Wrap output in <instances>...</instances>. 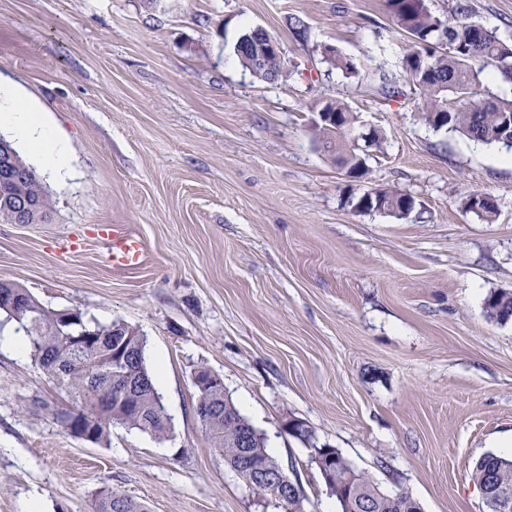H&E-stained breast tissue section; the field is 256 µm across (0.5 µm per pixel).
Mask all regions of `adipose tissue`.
Returning <instances> with one entry per match:
<instances>
[{
    "label": "adipose tissue",
    "mask_w": 512,
    "mask_h": 512,
    "mask_svg": "<svg viewBox=\"0 0 512 512\" xmlns=\"http://www.w3.org/2000/svg\"><path fill=\"white\" fill-rule=\"evenodd\" d=\"M9 127L24 149L54 175L65 174L68 148L46 121L43 112L26 102L16 88L0 82V127Z\"/></svg>",
    "instance_id": "obj_1"
}]
</instances>
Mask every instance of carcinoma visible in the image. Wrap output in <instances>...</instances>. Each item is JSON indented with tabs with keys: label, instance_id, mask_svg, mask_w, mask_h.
I'll return each mask as SVG.
<instances>
[{
	"label": "carcinoma",
	"instance_id": "carcinoma-1",
	"mask_svg": "<svg viewBox=\"0 0 512 512\" xmlns=\"http://www.w3.org/2000/svg\"><path fill=\"white\" fill-rule=\"evenodd\" d=\"M393 24L406 34L409 49L402 58L401 67L410 83L423 99V118L436 129L447 128L470 140L512 148V98L490 95L484 101L473 100L474 90L481 85V75L488 67L495 69L503 80L512 82V38L497 30L488 29L472 20L470 0H456L448 16L432 11L428 0H386ZM259 35L249 38L247 50L237 54L243 67L256 77L284 84L290 73L282 64L272 72L255 65L252 49ZM323 57L335 68L351 76L358 74L354 61L332 46L323 47ZM381 91L392 97L399 93L395 77L379 67L368 72ZM319 112H329L336 120L328 122L319 117L312 126L313 140L325 152L334 155L337 164L347 169L352 178L367 173L365 158L356 153L354 135L357 116L349 105L338 99L322 104ZM11 150L15 161L16 179L0 186L4 200L0 202V223H12L5 204L12 197L26 196L38 203L35 222L48 217L49 202L35 171L18 152ZM372 204L358 197L355 209L374 210L398 218H406L417 208L415 198L388 188H373ZM464 208L480 220L492 223L497 207L491 196L480 205L467 196ZM491 319L506 322L512 318V293L498 291L485 301ZM0 313L25 329L31 357L49 376L65 387L76 402L72 409L54 413L58 425L80 437L90 432L95 444H105L112 427L121 425L138 429L157 438L170 433L171 421L161 406L160 393L153 382L145 358V348L138 346V330L123 321L102 325L88 319L79 310L67 311L71 321L62 322V311L47 308L36 301L24 288L0 282ZM122 344L127 355L122 362L110 363L112 349ZM133 388L134 400H112L103 406L99 397L104 392L115 393ZM196 412L203 419L214 448L227 465L234 467L240 455L237 442L245 431V420L234 404L224 403V390L211 384L197 390ZM249 451L266 463L269 470H280L279 464L265 448V438L251 442ZM472 478L483 488L489 484L512 491V456L495 453L482 455L475 463ZM326 486L336 491L352 492L354 502L367 493H375L369 512H417L418 503L406 492L390 493L380 490L369 477L356 471L339 454L335 469ZM95 512H147L145 506L133 497L115 490L100 493Z\"/></svg>",
	"mask_w": 512,
	"mask_h": 512
}]
</instances>
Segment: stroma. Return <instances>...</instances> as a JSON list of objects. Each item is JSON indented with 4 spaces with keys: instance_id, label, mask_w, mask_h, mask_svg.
Here are the masks:
<instances>
[{
    "instance_id": "1",
    "label": "stroma",
    "mask_w": 512,
    "mask_h": 512,
    "mask_svg": "<svg viewBox=\"0 0 512 512\" xmlns=\"http://www.w3.org/2000/svg\"><path fill=\"white\" fill-rule=\"evenodd\" d=\"M256 27L280 42L287 84L235 55ZM325 44L358 75L326 62ZM408 44L386 0H0V80L45 112L70 165L40 178L47 221L0 223V280L139 329L172 422L162 440L69 434L51 413L67 391L1 347L0 512H93L108 488L149 512H287L213 447L201 367L265 435L300 512L336 504L292 420L421 512H483L472 467L512 453V320L484 310L512 291V151L433 129L414 90L378 92L368 71L401 74ZM329 99L384 135L363 178L311 138ZM384 187L418 208H353ZM475 191L495 201L493 223L464 208ZM116 224L141 238L138 268L108 261Z\"/></svg>"
}]
</instances>
